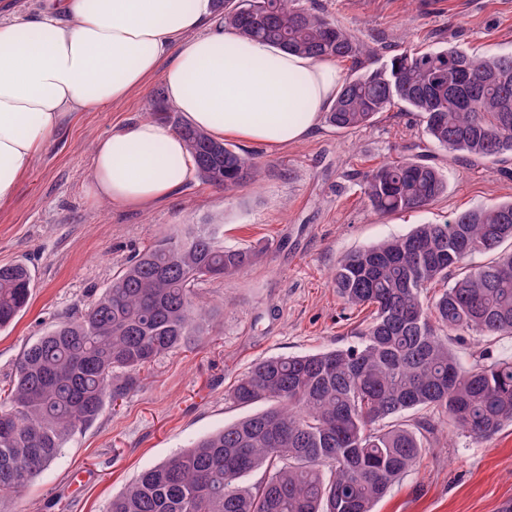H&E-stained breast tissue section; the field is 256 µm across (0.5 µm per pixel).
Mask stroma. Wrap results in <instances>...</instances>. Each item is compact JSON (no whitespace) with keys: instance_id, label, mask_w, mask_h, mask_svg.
Returning <instances> with one entry per match:
<instances>
[{"instance_id":"stroma-1","label":"stroma","mask_w":512,"mask_h":512,"mask_svg":"<svg viewBox=\"0 0 512 512\" xmlns=\"http://www.w3.org/2000/svg\"><path fill=\"white\" fill-rule=\"evenodd\" d=\"M366 41L378 62L406 50L456 46L512 54V0H303ZM160 78L93 112L67 116L13 196L0 203V265L21 263L34 278L28 309L0 332V389L27 344L98 298L140 251L189 224L218 222L232 247L268 246L247 273L207 281L197 292L211 312L190 348L159 357L140 387L76 431L61 454L0 512H104L147 468L245 416L228 400L235 381L260 359L357 344L366 312L345 313L331 283L350 251L442 224L478 206L512 201V156L493 170L448 155L424 132L419 113L394 107L372 124L340 132L320 122L300 143L263 146L257 181L233 196L192 179L169 199L140 210L95 201L90 191L97 140L150 118ZM410 154L427 155L447 193L413 212L380 215L367 204L363 176ZM463 364L512 360V336H455ZM374 512H512V425L477 443L439 427L415 466Z\"/></svg>"}]
</instances>
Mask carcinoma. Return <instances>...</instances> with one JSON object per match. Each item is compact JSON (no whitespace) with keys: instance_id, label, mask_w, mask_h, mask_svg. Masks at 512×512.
I'll return each instance as SVG.
<instances>
[{"instance_id":"1","label":"carcinoma","mask_w":512,"mask_h":512,"mask_svg":"<svg viewBox=\"0 0 512 512\" xmlns=\"http://www.w3.org/2000/svg\"><path fill=\"white\" fill-rule=\"evenodd\" d=\"M214 8L224 27L291 53L359 68L371 55L298 0H214ZM155 104V118L182 137L203 182L230 195L257 179L254 158L187 124L163 95ZM395 106L421 113L426 134L448 153L494 165L512 154V54L450 46L396 55L345 79L325 120L352 131ZM447 191L445 175L421 156L381 164L363 181L368 204L384 215L423 208ZM221 228L192 224L161 237L97 300L23 350L0 403V499L19 494L106 404L134 392L157 358L206 333L195 286L240 274L263 253L224 247ZM507 241L512 202L344 255L332 284L348 308L370 310L362 341L256 362L229 396L240 407H267L144 470L106 512H373L438 425L479 442L512 424V361L465 367L448 348L452 333L512 336ZM490 252L493 261L473 264ZM32 288L25 265L0 266V330L28 308ZM412 410L426 415L402 422ZM262 468L260 482L240 485Z\"/></svg>"}]
</instances>
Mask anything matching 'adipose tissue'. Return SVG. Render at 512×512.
<instances>
[{
  "label": "adipose tissue",
  "instance_id": "obj_1",
  "mask_svg": "<svg viewBox=\"0 0 512 512\" xmlns=\"http://www.w3.org/2000/svg\"><path fill=\"white\" fill-rule=\"evenodd\" d=\"M64 7L65 22L47 14L0 22V202L66 114L123 99L154 75L190 125L218 140L269 146L305 139L341 83L331 60L220 28L212 0H65ZM195 171L178 133L143 119L96 142L92 195L146 209Z\"/></svg>",
  "mask_w": 512,
  "mask_h": 512
}]
</instances>
